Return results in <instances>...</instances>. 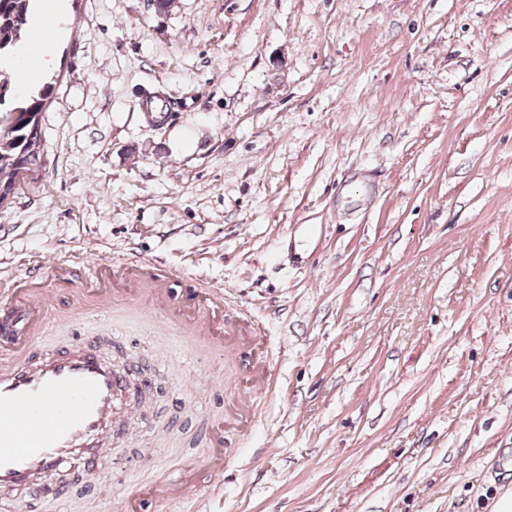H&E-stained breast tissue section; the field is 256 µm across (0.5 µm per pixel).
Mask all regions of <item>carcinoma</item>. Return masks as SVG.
Returning a JSON list of instances; mask_svg holds the SVG:
<instances>
[{
  "mask_svg": "<svg viewBox=\"0 0 512 512\" xmlns=\"http://www.w3.org/2000/svg\"><path fill=\"white\" fill-rule=\"evenodd\" d=\"M34 0H0V61L10 57L23 40L34 37L30 27ZM53 93L47 82L23 98L14 94L11 78L0 71V107L15 115L11 137L0 138V206L10 198L18 172L29 175L43 167L40 154V114Z\"/></svg>",
  "mask_w": 512,
  "mask_h": 512,
  "instance_id": "1",
  "label": "carcinoma"
}]
</instances>
